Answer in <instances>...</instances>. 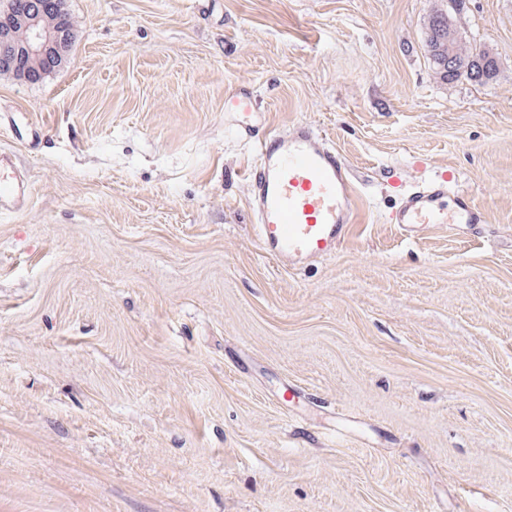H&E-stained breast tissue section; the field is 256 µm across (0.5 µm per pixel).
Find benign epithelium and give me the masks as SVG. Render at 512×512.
Masks as SVG:
<instances>
[{
    "mask_svg": "<svg viewBox=\"0 0 512 512\" xmlns=\"http://www.w3.org/2000/svg\"><path fill=\"white\" fill-rule=\"evenodd\" d=\"M64 11L63 0H6L0 10V64L9 66L28 77L26 60L43 56L59 64L68 55L69 36L62 28L43 24L45 17ZM20 21L28 30V38L20 44L13 40V24Z\"/></svg>",
    "mask_w": 512,
    "mask_h": 512,
    "instance_id": "benign-epithelium-1",
    "label": "benign epithelium"
}]
</instances>
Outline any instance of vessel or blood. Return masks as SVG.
Here are the masks:
<instances>
[{
  "label": "vessel or blood",
  "mask_w": 512,
  "mask_h": 512,
  "mask_svg": "<svg viewBox=\"0 0 512 512\" xmlns=\"http://www.w3.org/2000/svg\"><path fill=\"white\" fill-rule=\"evenodd\" d=\"M259 162L245 179L265 254L294 264L335 252L355 216V178L345 157L315 126L301 123L257 140ZM443 173L406 190L388 223L408 231L420 224H482L470 197L451 192Z\"/></svg>",
  "instance_id": "obj_1"
}]
</instances>
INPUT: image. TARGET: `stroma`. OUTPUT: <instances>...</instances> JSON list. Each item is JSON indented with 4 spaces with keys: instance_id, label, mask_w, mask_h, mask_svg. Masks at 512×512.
<instances>
[{
    "instance_id": "stroma-1",
    "label": "stroma",
    "mask_w": 512,
    "mask_h": 512,
    "mask_svg": "<svg viewBox=\"0 0 512 512\" xmlns=\"http://www.w3.org/2000/svg\"><path fill=\"white\" fill-rule=\"evenodd\" d=\"M66 0L69 59L0 74V512H512V0ZM257 102L228 134L224 103ZM307 122L362 184L284 268L251 140ZM487 217H386L443 171ZM424 28L425 47L432 62L433 73L439 80L454 83L463 78L470 83L484 85L495 78L499 70L498 57L494 53L492 57L487 56L485 49L488 47L457 27L448 9L447 0H441L426 14ZM448 52L454 56L456 69L460 73L452 75L448 72H455V62L452 57H448ZM476 58L489 59L486 75L479 81H473L466 72V68Z\"/></svg>"
}]
</instances>
